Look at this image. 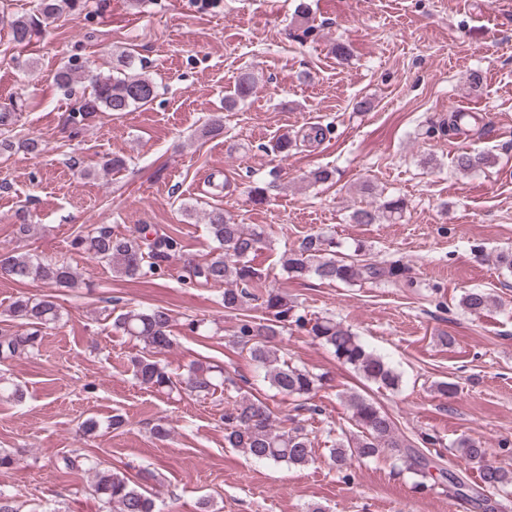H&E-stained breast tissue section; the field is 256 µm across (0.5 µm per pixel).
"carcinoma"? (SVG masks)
Returning <instances> with one entry per match:
<instances>
[{"instance_id":"1","label":"carcinoma","mask_w":512,"mask_h":512,"mask_svg":"<svg viewBox=\"0 0 512 512\" xmlns=\"http://www.w3.org/2000/svg\"><path fill=\"white\" fill-rule=\"evenodd\" d=\"M90 0H37L31 13L15 14L5 22L13 42L22 47L41 34L63 14L81 13ZM135 56L122 50L114 54L115 66L110 74H97L92 79V94L81 100L68 114V120L78 125L98 112L117 115L141 108L157 97L158 87L144 71L132 70ZM78 71L62 67L55 75L56 85L69 90L77 81ZM257 87V78L251 71L241 73L232 94L224 98V110L230 111L250 97ZM470 115L452 112L440 125L444 133L462 131ZM494 157L490 152L462 151L454 159L456 169L471 173L490 166ZM405 202L401 198L372 202L353 210L354 224H379L381 219L396 221L402 218ZM211 239L217 247L210 256L187 269L189 283L198 286L224 285L223 303L227 311H243L251 301L261 302L269 318L258 320L245 316L234 331L235 344L247 351L252 361L265 368V378L277 394L287 398L307 399L322 386L323 377L278 356L275 341L288 323L307 328L308 333L329 348L336 359L351 367L366 381L380 388L397 390L402 377L383 357L363 343L351 329L329 316L309 318L301 314L295 302L267 285L268 274L254 266L256 253L267 245L265 230L237 223L221 208L205 214ZM178 240L171 235L150 237L148 226L140 225L130 234L115 236L107 224H96L87 233L76 236L74 246L91 259L112 268L118 277L138 278L162 275L163 263L178 249ZM338 243L332 235L312 236L297 248L282 254L283 269L295 277L312 274L329 283L355 285L357 283H387L411 288L414 280L410 268L400 260L377 262L362 258L363 246L358 244L353 253L340 255ZM8 274L18 282L38 281L49 288H74L78 275L73 268L60 261L38 260L28 253L11 252L0 261ZM491 295L482 289L464 292L459 305L473 315L490 310ZM9 316L22 321L26 332L0 334V359L7 360L28 353L38 345L44 330L56 325L60 313L50 293L39 298L20 297L8 309ZM113 327L142 342L146 354L131 360L135 378L157 391L171 390L176 382L167 367L154 355L173 346V319L162 307L132 309L118 315ZM186 389L198 396L215 394L217 385L211 368L199 364L182 375ZM350 420L357 427L351 433L336 424L328 434L335 435L330 459L340 473L348 471L354 459L391 458L406 464V469L418 477L415 486L425 489L429 481L438 478L448 482V497L460 498L476 512H495L492 496L512 488V469L488 459L489 448L480 440L463 437L454 444V450L469 463L477 465L478 479L472 481L463 472L439 463L423 453L413 441L402 435L392 417L372 399L351 392L346 396ZM224 440L228 447L257 460L273 464L287 463L305 466L314 461L312 440L304 427L289 429L277 427L268 404L255 396L242 395L233 408L224 414ZM62 467H78L92 474L91 495L98 500L99 512H160L154 496L139 482L127 475L102 468L95 461L81 455H65ZM438 475H433V471Z\"/></svg>"}]
</instances>
